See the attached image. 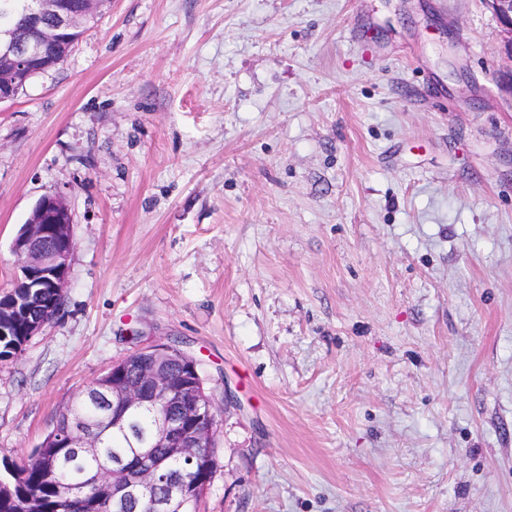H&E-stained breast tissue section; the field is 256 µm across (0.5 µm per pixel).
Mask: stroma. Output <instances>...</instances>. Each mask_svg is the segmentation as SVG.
I'll return each mask as SVG.
<instances>
[{"mask_svg": "<svg viewBox=\"0 0 512 512\" xmlns=\"http://www.w3.org/2000/svg\"><path fill=\"white\" fill-rule=\"evenodd\" d=\"M511 68L482 0H108L0 104V291L41 196L75 241L0 464L170 344L217 410L200 512H512Z\"/></svg>", "mask_w": 512, "mask_h": 512, "instance_id": "1", "label": "stroma"}]
</instances>
